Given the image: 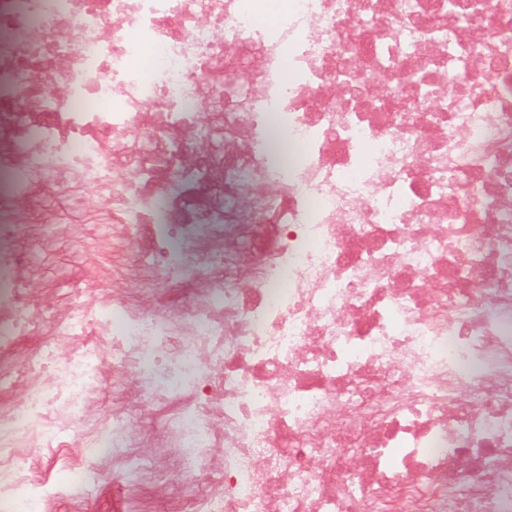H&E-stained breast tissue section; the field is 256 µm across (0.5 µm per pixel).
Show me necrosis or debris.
I'll return each mask as SVG.
<instances>
[{
	"label": "necrosis or debris",
	"mask_w": 512,
	"mask_h": 512,
	"mask_svg": "<svg viewBox=\"0 0 512 512\" xmlns=\"http://www.w3.org/2000/svg\"><path fill=\"white\" fill-rule=\"evenodd\" d=\"M106 504L512 512V0H0V512Z\"/></svg>",
	"instance_id": "necrosis-or-debris-1"
}]
</instances>
